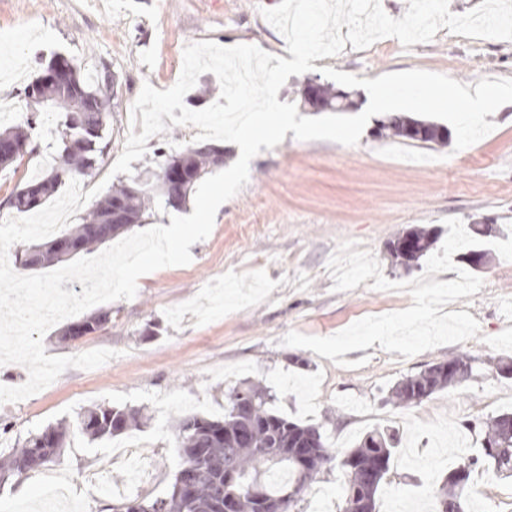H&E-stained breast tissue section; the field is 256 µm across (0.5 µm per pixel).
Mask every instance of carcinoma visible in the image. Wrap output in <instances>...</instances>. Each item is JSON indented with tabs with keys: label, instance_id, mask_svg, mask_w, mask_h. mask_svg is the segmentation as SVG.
Returning a JSON list of instances; mask_svg holds the SVG:
<instances>
[{
	"label": "carcinoma",
	"instance_id": "cac0c4a2",
	"mask_svg": "<svg viewBox=\"0 0 512 512\" xmlns=\"http://www.w3.org/2000/svg\"><path fill=\"white\" fill-rule=\"evenodd\" d=\"M63 65L69 78L56 82L45 76L27 84L24 96L33 105L56 108L65 114L60 145L56 151L59 165L49 172L26 181L8 199L10 208L18 213L32 212L43 206L57 192L65 179H74L93 168L99 156L104 154L103 130L111 107V101L103 100L106 90L100 84H91L81 78L71 63L59 58L52 66ZM319 110L349 112L358 93L335 90L328 85L318 89ZM390 133L410 140L443 145L448 143L450 132L444 127L408 116L393 115L382 123L378 133ZM0 140L12 143L16 153L0 154V168L13 165L30 146V135L22 127L0 126ZM224 160H216L208 154L187 147L181 153L169 156L161 166V172L149 170L138 173L127 181L112 187V191L100 200L83 218V223L64 235L45 243L46 251L38 252L32 246L16 252L15 261L24 266L29 259L41 256L47 265L62 263L69 254H59L50 244L60 240H74L85 251L112 237L127 231L141 222L143 215L161 198L168 207L179 208L188 193L208 170L220 167ZM170 165L181 167L189 179L179 187H170L163 178V171ZM437 239L430 229L412 228L395 236L387 243L389 253L397 264L409 270L430 253ZM112 321V311H98L82 322L86 334L96 332ZM454 367L448 372L444 366ZM474 359L461 355L445 363L430 365L424 370L407 376L389 390L388 401L395 405L420 403L433 394L460 385L475 376ZM249 403V410H237L240 402ZM140 411L126 407L96 405L86 409L76 422V428L89 440H103L118 436L139 423ZM511 412L500 413L483 423L481 428L470 426L471 431L482 435L480 447L463 459L461 465L468 471L478 466H489L498 474L512 477V432L506 427ZM69 426L58 424L29 434L15 448L0 456V488L12 477L37 469L46 464V458H57L64 447ZM249 432V438L238 440V431ZM175 431L179 443V461L174 481L162 496L135 500L114 508V512H152L161 503L164 512H217L216 502L223 494L234 493L235 512H300L302 496L326 466L336 464L344 471V481L338 489L342 502L339 512H376L377 494L390 471L397 435L389 429H373L358 444L346 451L328 448L320 428L300 424L271 413L267 401L257 387L242 384L233 389L230 404L221 420H209L197 416L175 419ZM199 448V455L187 452ZM381 457L384 470L372 484H366L367 475L352 459L368 461ZM193 469L197 478L193 494L181 496L176 485L182 472ZM233 473L236 483L226 485L224 476ZM263 482L272 502L263 505L255 500L247 487L255 481ZM295 490V497L288 506L274 502L280 494ZM469 492V483L458 484L446 478L436 497L435 512H446L450 501L463 503Z\"/></svg>",
	"mask_w": 512,
	"mask_h": 512
}]
</instances>
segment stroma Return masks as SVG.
<instances>
[{
	"label": "stroma",
	"mask_w": 512,
	"mask_h": 512,
	"mask_svg": "<svg viewBox=\"0 0 512 512\" xmlns=\"http://www.w3.org/2000/svg\"><path fill=\"white\" fill-rule=\"evenodd\" d=\"M278 2L0 0V32L15 39L10 47L0 42V98L27 111L23 89L55 55L69 59L84 79L111 76L107 148L80 182L86 191L106 179L118 184L111 169L132 129L131 109L143 85L173 86L185 46L200 41L249 43L289 58L284 37L262 16ZM314 65L307 74L290 76L277 95L310 118L315 112L301 106V91L309 78L327 83L324 68L360 79L423 70L473 85L482 78H512V41L469 38L444 27L430 42L408 47L392 37L362 50L348 44ZM490 120L494 130L458 152L449 144L427 147L377 136L375 116L354 146L288 135L261 150L250 162L245 187L219 207L210 235L191 246V263L143 275L135 297L113 301L111 322L81 340H62L58 324L46 332L50 356L95 349L119 356L93 370L67 369L37 394L0 404V452L47 426L76 422L96 404L141 409L148 421L98 442L70 431L59 459L0 490V512H41L44 484L55 477L72 487L80 512H110L162 494L178 461L175 419L223 418L233 388L243 382L259 386L279 414L319 425L335 449L352 448L372 429H394L400 445L386 480L398 484L402 495L379 490L377 512H434L438 488L465 454L459 440L473 449L480 443L466 423L512 411V379L489 369L494 358L512 355V103ZM195 135L192 126L178 125L151 137L133 171L158 170L162 153L181 151ZM389 146L425 151L432 159L381 156ZM448 218L494 229L483 244L489 260L474 271L483 287L448 305L478 320L476 338L410 358L375 344L345 353L342 366L282 345L291 331L326 337L364 317L412 306L409 292L376 290L365 282L335 291L328 261L342 243L353 242L373 254L387 279L414 280L424 266L395 265L388 241L414 227L446 238ZM461 355L480 365L471 380L418 404L388 402L390 388L402 378ZM133 440L144 445L137 465L114 464L106 484L89 486L87 478L101 462ZM464 512H512V478L475 470Z\"/></svg>",
	"instance_id": "stroma-1"
}]
</instances>
